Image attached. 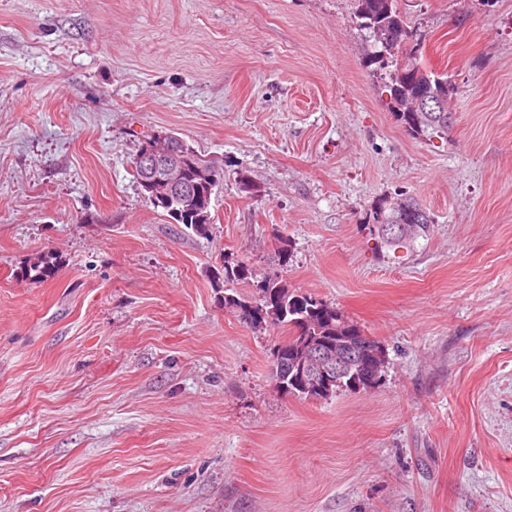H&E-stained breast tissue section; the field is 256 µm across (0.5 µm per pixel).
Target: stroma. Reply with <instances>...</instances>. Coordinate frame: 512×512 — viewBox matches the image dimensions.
<instances>
[{
  "mask_svg": "<svg viewBox=\"0 0 512 512\" xmlns=\"http://www.w3.org/2000/svg\"><path fill=\"white\" fill-rule=\"evenodd\" d=\"M396 5L445 137L397 121L357 0H0V512H512V0ZM164 132L223 165L204 234L134 178ZM390 194L427 236L380 246ZM228 261L380 381L280 391ZM409 208H415L423 211V214L417 213L418 218L422 219V224H417L418 231L413 234V236L409 239L405 240H389L385 235L381 232L382 224L384 225L383 229H386L387 233L390 234L391 237H406L413 233L415 230V226L413 224H409L407 221L412 216L408 212ZM364 224L369 226L370 233L374 234L385 247H399L405 245L407 242H411L414 239L422 236H426L430 231V226L433 224V218L430 213L423 208L418 202L412 199H408L407 203L403 208H395L391 207L388 203V198L383 196L379 197L373 206L370 209L369 216L368 213L364 218ZM259 288L263 296L255 304L238 295H225L224 304L235 308L244 321L255 327L273 323L288 328L289 336H285L273 349L274 352H281L282 359L288 364L292 351L298 348L301 340L306 336H325L334 340L337 339L336 336H351L348 341L351 345L357 346L359 350L367 344L381 345L378 341L364 336L362 330L350 322L347 323V330L336 331L341 324H344L342 315L336 308L322 301H318L321 306L318 308V305H314L315 303L310 301L311 297L295 295L282 282L265 280ZM304 304L307 305V308L306 305L304 307ZM260 307L275 310L276 318L261 320L256 313ZM300 311H304V313L300 314ZM317 328L320 329L319 332Z\"/></svg>",
  "mask_w": 512,
  "mask_h": 512,
  "instance_id": "35a3bbf8",
  "label": "stroma"
}]
</instances>
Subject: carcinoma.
I'll return each mask as SVG.
<instances>
[{"label": "carcinoma", "instance_id": "1", "mask_svg": "<svg viewBox=\"0 0 512 512\" xmlns=\"http://www.w3.org/2000/svg\"><path fill=\"white\" fill-rule=\"evenodd\" d=\"M382 0H358L357 17L360 19V26L365 30H371V22L385 24L394 29L396 42L385 47L378 45L373 52L372 59L379 64V68L389 70L390 82L387 85L390 96V104L393 112L412 136H426L433 134H448V116L442 115V109L435 112L417 109L415 112H401L399 106L405 103H416L421 91L426 87L427 82L437 85H445L443 94L451 93L452 84L448 78L424 70L419 62V49L410 41V37L416 35L402 19L396 6H391L388 11H380L379 6ZM421 210L418 218L422 224L418 225V231L413 238L425 236L430 231L433 218L428 211L422 210V206L412 200L402 208H395L388 203V199L379 197L370 209L369 216L364 218V223L369 226L370 233L374 234L386 247H399L406 244L404 240H390L381 232L383 224H405L411 217L408 209ZM254 278V270L244 263L231 265L224 263V279L227 281L249 282ZM263 293L257 303H252L237 295L224 296V305L236 309L244 321L255 327H260L269 322L280 325L289 331L274 346V351L281 352L282 359L290 361L292 351L298 348L301 340L306 336H325L336 338L338 336L348 337V341L355 346L378 344V341L365 336L362 330L352 323H347L346 328H340L343 324L342 315L336 308L319 302L314 305L310 298L299 296L290 291L288 287L278 281H264L260 285ZM260 307L273 309L276 317L267 320L260 319L256 310Z\"/></svg>", "mask_w": 512, "mask_h": 512}]
</instances>
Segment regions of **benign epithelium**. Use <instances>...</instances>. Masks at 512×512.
<instances>
[{
  "label": "benign epithelium",
  "instance_id": "1",
  "mask_svg": "<svg viewBox=\"0 0 512 512\" xmlns=\"http://www.w3.org/2000/svg\"><path fill=\"white\" fill-rule=\"evenodd\" d=\"M134 168L139 182L153 199L172 202L192 198L200 182L217 180L220 162L211 156L201 157L200 164L194 167L195 180H190L183 141L174 134L166 133L154 137L152 144L136 157ZM350 357L352 354L346 343L307 340L292 366H279L278 385L288 387L286 380L297 372L303 384L302 390L313 398H321L330 395L333 386L343 384L342 378L346 376L350 377L349 384L359 388L362 387L360 379L379 377V366L367 374L349 373Z\"/></svg>",
  "mask_w": 512,
  "mask_h": 512
}]
</instances>
